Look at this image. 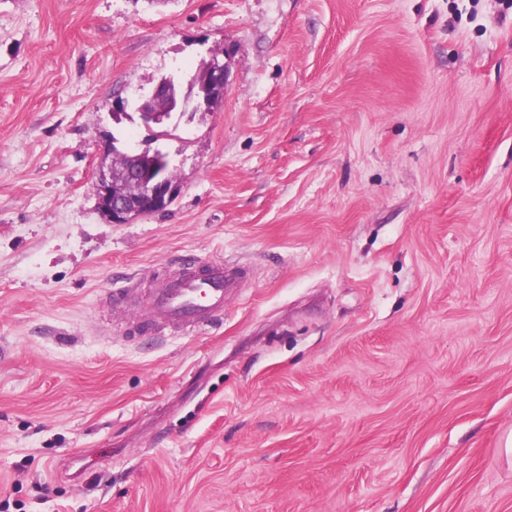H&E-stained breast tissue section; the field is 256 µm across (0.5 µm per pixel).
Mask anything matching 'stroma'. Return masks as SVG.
<instances>
[{
    "label": "stroma",
    "instance_id": "obj_1",
    "mask_svg": "<svg viewBox=\"0 0 512 512\" xmlns=\"http://www.w3.org/2000/svg\"><path fill=\"white\" fill-rule=\"evenodd\" d=\"M111 138L166 212L98 213ZM0 512H512V0H0ZM198 74L197 88L189 96L178 97L174 76H163L156 80L148 93L141 95L134 103L145 125L162 126L171 112H211L214 106L223 102L231 69L229 53L210 52L208 59H202ZM167 106L160 109L158 102ZM237 285V279L229 277L224 260L208 261L162 284L153 309L177 324L206 326L224 310L228 291Z\"/></svg>",
    "mask_w": 512,
    "mask_h": 512
}]
</instances>
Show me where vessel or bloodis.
Segmentation results:
<instances>
[{
    "instance_id": "vessel-or-blood-1",
    "label": "vessel or blood",
    "mask_w": 512,
    "mask_h": 512,
    "mask_svg": "<svg viewBox=\"0 0 512 512\" xmlns=\"http://www.w3.org/2000/svg\"><path fill=\"white\" fill-rule=\"evenodd\" d=\"M223 260H213L190 268L179 279L158 288L155 313L178 324L205 326L224 309L228 291L237 287Z\"/></svg>"
}]
</instances>
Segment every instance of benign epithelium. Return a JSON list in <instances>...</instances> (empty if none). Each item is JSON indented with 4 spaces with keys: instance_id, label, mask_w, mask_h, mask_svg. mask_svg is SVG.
<instances>
[{
    "instance_id": "7a95c632",
    "label": "benign epithelium",
    "mask_w": 512,
    "mask_h": 512,
    "mask_svg": "<svg viewBox=\"0 0 512 512\" xmlns=\"http://www.w3.org/2000/svg\"><path fill=\"white\" fill-rule=\"evenodd\" d=\"M231 69L228 53L212 52L200 63L197 88L178 97L174 76H162L148 93L134 103L146 125L162 126L171 113L209 112L224 100ZM104 162L95 173L93 193L100 215L112 224H127L137 218L166 211L175 201L179 184L168 171L142 172L120 167L121 152L106 142L102 145Z\"/></svg>"
}]
</instances>
